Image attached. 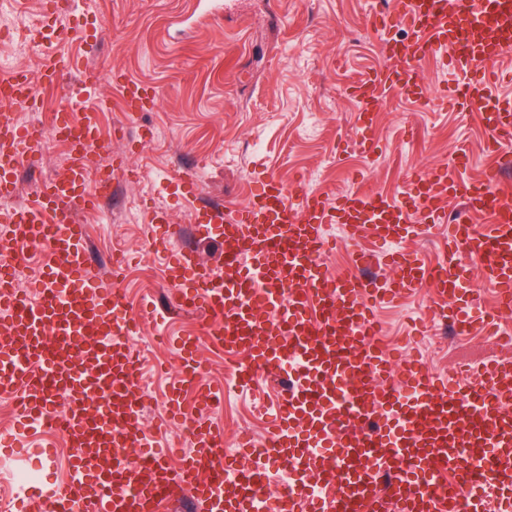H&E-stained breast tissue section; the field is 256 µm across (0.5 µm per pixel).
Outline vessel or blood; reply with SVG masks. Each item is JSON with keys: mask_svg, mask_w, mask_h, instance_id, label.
<instances>
[{"mask_svg": "<svg viewBox=\"0 0 512 512\" xmlns=\"http://www.w3.org/2000/svg\"><path fill=\"white\" fill-rule=\"evenodd\" d=\"M237 5L193 0L192 14L212 20ZM367 24L387 39L382 64L349 90L362 153L372 161L380 156L371 132L385 95L424 99L419 66L445 52L464 75L452 104L477 114L495 161L481 179H469V154L457 147L451 164L408 174L401 200L361 188L333 199L300 185L289 192L260 173L241 206L213 201L197 210L196 235L223 237L224 263L203 266L189 247L168 253L164 275L178 290V309L203 312L212 343L248 354L237 385L258 373L290 380L266 458L248 465L225 451L223 430L204 415L178 467L143 439V393L128 341L155 308L130 311L123 295L99 281L86 227L75 218L100 198L86 184L102 150L94 119L60 115L47 129L19 125L8 113L11 105L37 110V88L61 83L69 64L54 52L45 53L37 74L0 75V197L15 187L19 156L37 151L46 135L72 158L66 179L42 183L33 205L0 211V233L38 247L42 265L35 304L13 287L12 266L0 265V320L9 327L0 337V395L16 399L18 425L64 432L74 450L70 481L26 488L17 512H158L175 488L188 490L207 512H296L302 503L308 512H484L491 494L496 512H512V364L484 361L474 380L461 384L436 381L409 359L401 383L386 384L393 357L378 339L375 315L383 302L429 282L436 312L460 329L493 323L494 314L465 293L468 256L480 260L484 282L512 305V186L505 183L512 95L494 91L495 65L512 50V0H389ZM120 87L130 124L160 97L157 87L136 80ZM452 199L464 206L454 221ZM411 201L421 224L449 226L435 266L395 247L420 231L410 220ZM475 215L487 223L473 224ZM326 224L341 225L351 242L369 237L387 245L380 260L394 279L363 276L372 256L361 250L353 270L328 277L322 257L335 243L322 232ZM174 345L183 364L168 397L170 416H185L186 388L197 391L202 412L222 402L223 392L202 384L195 368L196 338ZM60 394L69 399L62 415L53 405ZM125 448L134 449L135 460L122 457ZM269 460L284 464L290 477L272 501L264 495ZM336 484V497L317 495Z\"/></svg>", "mask_w": 512, "mask_h": 512, "instance_id": "obj_1", "label": "vessel or blood"}]
</instances>
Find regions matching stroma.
Wrapping results in <instances>:
<instances>
[{
    "label": "stroma",
    "mask_w": 512,
    "mask_h": 512,
    "mask_svg": "<svg viewBox=\"0 0 512 512\" xmlns=\"http://www.w3.org/2000/svg\"><path fill=\"white\" fill-rule=\"evenodd\" d=\"M50 6V0H0V19L13 28L12 39L0 41L1 64L38 70V59L22 55L16 43ZM378 7L379 0H281L280 12L273 13L257 0H243L232 16L196 22L188 18L187 0H73L66 20L96 19L101 29L96 40L57 44L60 55L78 64L71 83L91 67L104 77L125 74L161 91L158 104L132 125L112 109L113 87H100L96 94L105 107L98 118L110 136V154L127 158L131 166L127 173L113 171L111 201L83 217L95 249L106 257L118 246L124 256L117 279L111 263L98 261L100 280H118L131 307L147 301L160 310L174 307L177 291L165 283L163 259L153 245L154 213L166 212L180 225L172 248L193 244L205 266L217 267L224 243L194 237L196 208L214 198L231 207L243 204L259 169L288 185L307 181L331 198L357 186L398 196L409 171L450 162L462 142L471 155L469 176H480L489 161L486 132L475 116L442 106L453 76L435 57L420 66L430 89L426 103L395 92L378 112L373 136L382 157L367 163L354 141L357 104L348 89L382 62L383 36L365 24ZM146 130L152 139L144 146L140 136ZM187 166L197 173L194 201L168 186ZM433 299V289L415 288L401 305L383 307V338L395 344L398 359H419L430 374L453 380L466 374L468 364L437 347L428 312ZM162 331L160 321L146 320V344L131 348L153 373L142 432L166 451L174 468L179 457L173 449L180 440L160 419L180 360ZM279 394V386L263 377L225 399L217 416L225 446L238 450L245 428L254 444H262L277 416ZM4 442L0 505L11 498L12 473L22 468L37 469L45 486L68 480V447L50 459L32 437L14 432Z\"/></svg>",
    "instance_id": "1"
}]
</instances>
